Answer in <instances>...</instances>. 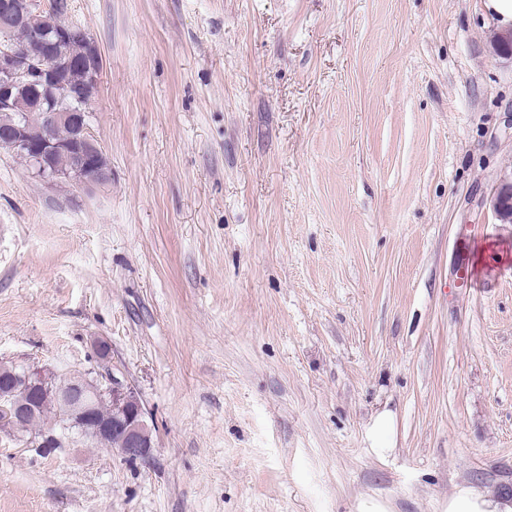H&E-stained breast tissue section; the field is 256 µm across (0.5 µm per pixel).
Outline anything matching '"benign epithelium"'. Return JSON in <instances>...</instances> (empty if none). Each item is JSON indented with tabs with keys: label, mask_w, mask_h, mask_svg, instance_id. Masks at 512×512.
I'll use <instances>...</instances> for the list:
<instances>
[{
	"label": "benign epithelium",
	"mask_w": 512,
	"mask_h": 512,
	"mask_svg": "<svg viewBox=\"0 0 512 512\" xmlns=\"http://www.w3.org/2000/svg\"><path fill=\"white\" fill-rule=\"evenodd\" d=\"M26 26L36 36L42 37L48 44L76 31L75 25H63L54 13L36 4L35 0H0V33L9 34L14 28ZM102 57L95 42L87 45L84 59L80 62L86 78V87L97 86L101 76ZM58 69L56 59L50 57L42 64L35 65L26 57L24 50L6 40L0 42V108L6 109L22 92L34 86H41L42 93L36 100L40 105L54 96ZM53 124L68 123L75 126L74 138L61 143L46 134L40 141L29 138L25 127L20 124L11 126L0 133V148L14 155L28 156L36 175L48 173L56 154L74 152L79 161L76 169V182L84 187H99L112 182V166L102 158V150L94 146L88 137L89 129L85 123L75 118L73 113L54 111L49 113ZM493 211L502 224H512V172L503 174L500 184L491 198ZM94 356L103 364H110L112 347L107 340L96 338L92 342ZM51 370L47 368H13L7 372L10 384L27 389L29 400H10L8 415L14 419H27L35 415L34 404L42 397ZM104 381L93 390V398L83 401V406L65 417L72 424L81 427L85 436L111 431L123 433L125 447L119 453L126 459L148 461L153 457L156 442L153 426L149 424L140 398L134 389L111 369L102 375ZM108 401L112 406V416L100 419L94 413L93 401Z\"/></svg>",
	"instance_id": "obj_1"
}]
</instances>
